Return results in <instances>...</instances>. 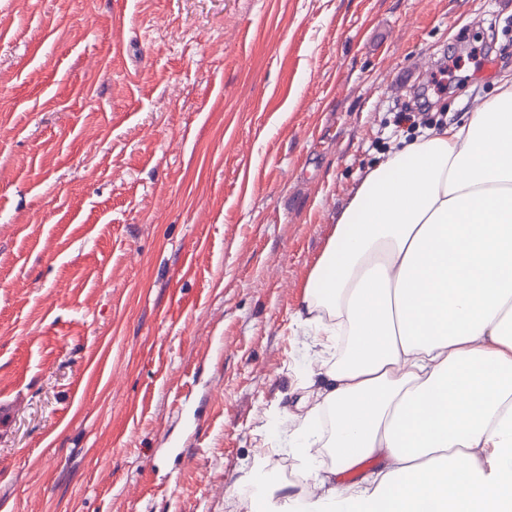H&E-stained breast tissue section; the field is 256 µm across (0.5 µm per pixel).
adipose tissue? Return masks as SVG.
Masks as SVG:
<instances>
[{"mask_svg": "<svg viewBox=\"0 0 512 512\" xmlns=\"http://www.w3.org/2000/svg\"><path fill=\"white\" fill-rule=\"evenodd\" d=\"M296 320L337 355L249 512H512V79L367 172Z\"/></svg>", "mask_w": 512, "mask_h": 512, "instance_id": "ef3b65f1", "label": "adipose tissue"}]
</instances>
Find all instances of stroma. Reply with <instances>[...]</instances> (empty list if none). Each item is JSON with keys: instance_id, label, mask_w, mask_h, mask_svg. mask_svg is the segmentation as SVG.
<instances>
[{"instance_id": "35a3bbf8", "label": "stroma", "mask_w": 512, "mask_h": 512, "mask_svg": "<svg viewBox=\"0 0 512 512\" xmlns=\"http://www.w3.org/2000/svg\"><path fill=\"white\" fill-rule=\"evenodd\" d=\"M453 57L451 122L512 76V0H0V512L295 480L325 353L294 313Z\"/></svg>"}]
</instances>
